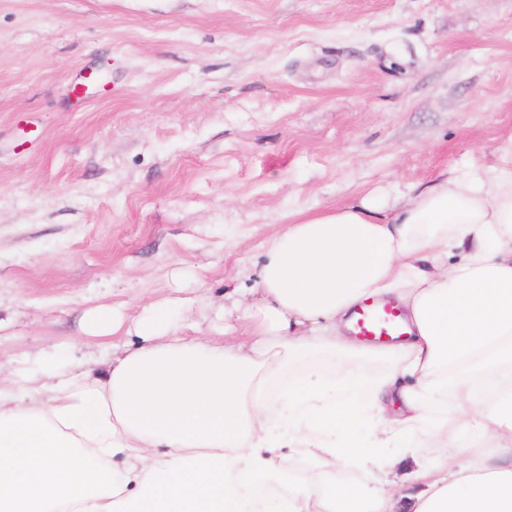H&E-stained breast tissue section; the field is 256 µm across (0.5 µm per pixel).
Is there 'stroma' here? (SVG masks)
Segmentation results:
<instances>
[{"label":"stroma","mask_w":512,"mask_h":512,"mask_svg":"<svg viewBox=\"0 0 512 512\" xmlns=\"http://www.w3.org/2000/svg\"><path fill=\"white\" fill-rule=\"evenodd\" d=\"M511 141L512 0H0V368L105 369L156 302L213 336L295 212ZM86 322L85 333L93 338H109L120 330V324L112 316L98 312L89 313Z\"/></svg>","instance_id":"1"}]
</instances>
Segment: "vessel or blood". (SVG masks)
I'll return each instance as SVG.
<instances>
[{
  "label": "vessel or blood",
  "instance_id": "obj_1",
  "mask_svg": "<svg viewBox=\"0 0 512 512\" xmlns=\"http://www.w3.org/2000/svg\"><path fill=\"white\" fill-rule=\"evenodd\" d=\"M349 333L363 344L397 342L406 334L404 311L392 301L365 299L353 312Z\"/></svg>",
  "mask_w": 512,
  "mask_h": 512
}]
</instances>
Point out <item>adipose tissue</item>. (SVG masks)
<instances>
[{"label":"adipose tissue","instance_id":"obj_1","mask_svg":"<svg viewBox=\"0 0 512 512\" xmlns=\"http://www.w3.org/2000/svg\"><path fill=\"white\" fill-rule=\"evenodd\" d=\"M368 297L403 306V341L347 336ZM236 312L238 346L153 304L103 374L38 357L0 379V512H512V149L394 214L287 225Z\"/></svg>","mask_w":512,"mask_h":512}]
</instances>
